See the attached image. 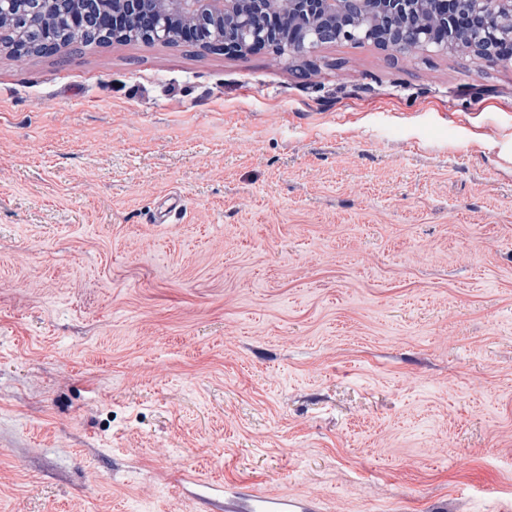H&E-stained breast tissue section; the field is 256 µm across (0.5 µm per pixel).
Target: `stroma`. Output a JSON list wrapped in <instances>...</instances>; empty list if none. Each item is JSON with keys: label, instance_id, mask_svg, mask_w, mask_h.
<instances>
[{"label": "stroma", "instance_id": "1", "mask_svg": "<svg viewBox=\"0 0 512 512\" xmlns=\"http://www.w3.org/2000/svg\"><path fill=\"white\" fill-rule=\"evenodd\" d=\"M512 512V60L0 51V512ZM216 501V500H215ZM214 511L222 512H318L316 500L280 494H251L224 486V501H216Z\"/></svg>", "mask_w": 512, "mask_h": 512}]
</instances>
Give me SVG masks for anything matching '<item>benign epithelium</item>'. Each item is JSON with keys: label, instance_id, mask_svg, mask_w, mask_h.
<instances>
[{"label": "benign epithelium", "instance_id": "7a95c632", "mask_svg": "<svg viewBox=\"0 0 512 512\" xmlns=\"http://www.w3.org/2000/svg\"><path fill=\"white\" fill-rule=\"evenodd\" d=\"M457 0H173L174 13L150 20L155 40L176 44L183 30L171 22L175 14L195 32L194 40L209 50L243 53L272 48L281 56L306 57L318 47L340 41H371L405 57L459 49V33L468 26L483 32L474 53L489 61L512 55V34L500 38L489 29L491 18L512 20V0H465L468 7H448ZM152 0H113L112 17H141ZM53 13L44 33V52L54 55L55 30H80L101 39V0H40Z\"/></svg>", "mask_w": 512, "mask_h": 512}]
</instances>
